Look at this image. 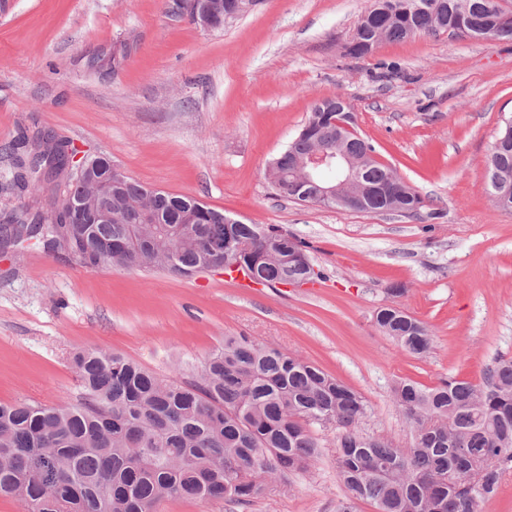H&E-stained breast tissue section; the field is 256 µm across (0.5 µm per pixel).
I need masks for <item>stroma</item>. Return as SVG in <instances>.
I'll return each mask as SVG.
<instances>
[{"mask_svg":"<svg viewBox=\"0 0 512 512\" xmlns=\"http://www.w3.org/2000/svg\"><path fill=\"white\" fill-rule=\"evenodd\" d=\"M371 0H258L207 31L176 0H0V148L39 132L104 154L149 187L197 198L308 246L321 279L257 286L220 270H92L61 250L0 256V402L76 401L72 356L119 353L188 377L228 336L294 353L359 392L367 436L410 447L395 381L481 382L512 359V213L485 187L512 113V39L417 34L356 58L345 43ZM340 96L378 158L421 195L416 213L276 197L265 179L311 104ZM404 295L393 297L391 286ZM398 303L430 351L375 323ZM321 456L246 506L162 500L156 512H337L336 430Z\"/></svg>","mask_w":512,"mask_h":512,"instance_id":"35a3bbf8","label":"stroma"}]
</instances>
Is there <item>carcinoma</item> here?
<instances>
[{"instance_id": "cac0c4a2", "label": "carcinoma", "mask_w": 512, "mask_h": 512, "mask_svg": "<svg viewBox=\"0 0 512 512\" xmlns=\"http://www.w3.org/2000/svg\"><path fill=\"white\" fill-rule=\"evenodd\" d=\"M213 30L237 17L235 0H223ZM402 11L365 23L362 37L403 40L417 33L467 37L480 30L512 39L508 0H399ZM334 101L313 104L304 126L271 160L266 178L288 186L299 178L298 162L312 143L336 147L359 164L361 183L387 190L371 211L411 214L420 194L397 172L371 160L364 138L336 141ZM4 147L16 172L0 186L27 192L43 185L62 193L61 202L80 199L87 185L63 168L50 175L46 157H59L62 144L40 137ZM486 186L495 205L512 212V115L500 119L486 163ZM198 200L149 189L126 177L112 199L110 224H57L55 215L29 211L0 226V241L17 249L31 244L57 248L79 263L99 268H163L191 276L209 267L231 275H252L261 285H285L321 273L293 259L307 245L264 224L223 225L224 244L248 248L223 265L207 248L211 225L227 217ZM380 331L406 352L431 349L427 327L402 308L381 307ZM82 389L74 402L36 400L0 404V496L17 500L22 512H155L163 499L229 500L248 504L270 481H286L320 457L314 428L338 430L336 472L345 488L337 512H356L360 501L375 512H480L512 471V361L487 369L474 384L451 377L434 387L399 381L393 399L413 432V444L364 437L357 429L366 414L359 392L320 368L251 337L224 338L190 377L166 379L103 349L74 354ZM56 480L42 475L44 460Z\"/></svg>"}]
</instances>
